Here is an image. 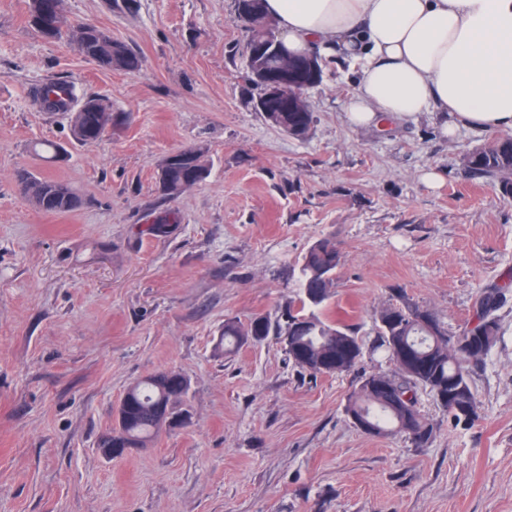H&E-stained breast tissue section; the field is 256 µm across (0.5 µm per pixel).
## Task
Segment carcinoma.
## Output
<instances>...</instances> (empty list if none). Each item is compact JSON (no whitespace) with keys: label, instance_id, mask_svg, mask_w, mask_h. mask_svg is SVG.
Instances as JSON below:
<instances>
[{"label":"carcinoma","instance_id":"1","mask_svg":"<svg viewBox=\"0 0 512 512\" xmlns=\"http://www.w3.org/2000/svg\"><path fill=\"white\" fill-rule=\"evenodd\" d=\"M48 0H29L31 22L45 38H56L62 30L52 27V16L44 11ZM76 39L82 44L81 53L107 70L133 72L139 69L141 59L128 45L112 40V35L95 25L78 28ZM278 41L275 30L251 34L247 51L248 79L260 90L253 73L256 64L276 70L279 57L267 52L261 59L250 55L260 43ZM276 128L303 139L308 136L313 112L279 111L273 113ZM112 128V109L100 97H89L84 110L74 113L72 132L81 143L99 141ZM35 153L50 163L64 160L65 150L52 143L39 144ZM465 166L474 174L498 183L505 200L512 199V136L501 135L464 157ZM187 173L173 168L158 175L159 189L166 196L181 194L188 184ZM20 182L28 189L29 197L46 213H66L75 209L79 197L73 187L52 176L31 172L20 174ZM341 255L336 244L323 239L305 254L301 264L302 305L310 308L307 315L293 314V306L285 309L286 320H271L267 316L254 317L243 327L235 320L224 322V344L232 349L248 342H259L270 335L288 337L285 352L295 366L310 375L337 373L350 370L362 353L363 346L348 325L336 316V311L324 307L333 287L334 272ZM512 286L504 284L497 291L481 298L476 320L465 327V336H489L480 353L467 357L448 346V329L428 309L422 308L406 297L400 303L382 309L376 319L377 347L384 349L394 370L391 390L375 387L363 378L359 387L350 395L346 411L350 415H365L373 435L399 433L407 436L417 447L426 445L432 438L433 424L425 420L417 407L416 388L427 390L436 403L453 417L456 423L472 425L479 419V406L471 387V367L478 364L497 341L499 323L495 312L506 301ZM455 394L456 406L450 407L441 400ZM180 398L177 385L154 375L138 382L132 396L130 418L126 425L112 430V441L126 440L133 448L144 447L163 427L166 419L158 415L162 406H174Z\"/></svg>","mask_w":512,"mask_h":512}]
</instances>
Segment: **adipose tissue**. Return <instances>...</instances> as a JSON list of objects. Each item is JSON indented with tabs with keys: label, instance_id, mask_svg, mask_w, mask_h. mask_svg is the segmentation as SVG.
I'll return each instance as SVG.
<instances>
[{
	"label": "adipose tissue",
	"instance_id": "1",
	"mask_svg": "<svg viewBox=\"0 0 512 512\" xmlns=\"http://www.w3.org/2000/svg\"><path fill=\"white\" fill-rule=\"evenodd\" d=\"M294 54L361 64L355 127L441 113L443 129L512 131V0H266Z\"/></svg>",
	"mask_w": 512,
	"mask_h": 512
}]
</instances>
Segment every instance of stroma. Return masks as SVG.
Masks as SVG:
<instances>
[{"label":"stroma","instance_id":"35a3bbf8","mask_svg":"<svg viewBox=\"0 0 512 512\" xmlns=\"http://www.w3.org/2000/svg\"><path fill=\"white\" fill-rule=\"evenodd\" d=\"M28 2L0 0V512H512V291L471 370L474 424L422 388L435 432L421 448L346 412L365 375L392 369L374 347L382 308L408 297L453 336L512 280V201L463 162L492 132L448 138L427 115L351 126L341 101L357 70L326 58L298 140L250 105L236 0H63L58 39L35 31ZM84 24L132 47L140 69L84 58ZM57 80L110 100L101 140L76 142L70 112L39 104ZM42 139L69 160L33 156ZM197 147L207 176L163 195L160 162ZM24 169L73 183L79 207L37 209ZM431 170L440 187L423 181ZM167 211L179 223L149 233ZM326 238L341 253L330 303L363 342L358 363L313 377L273 336L225 352V321L298 302L301 260ZM169 370L188 384L182 423L103 457L128 386Z\"/></svg>","mask_w":512,"mask_h":512}]
</instances>
